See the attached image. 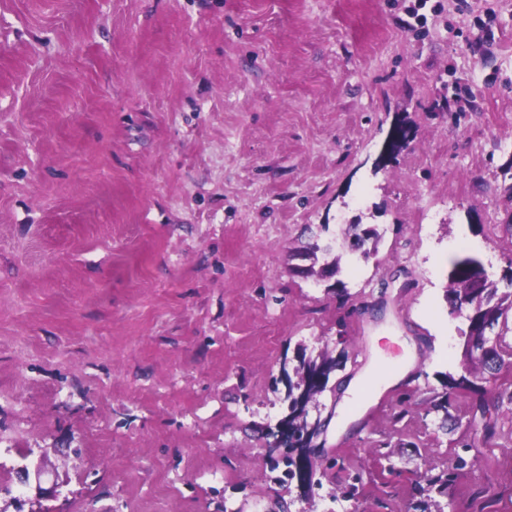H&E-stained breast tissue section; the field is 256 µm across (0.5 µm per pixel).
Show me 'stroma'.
<instances>
[{"instance_id": "1", "label": "stroma", "mask_w": 512, "mask_h": 512, "mask_svg": "<svg viewBox=\"0 0 512 512\" xmlns=\"http://www.w3.org/2000/svg\"><path fill=\"white\" fill-rule=\"evenodd\" d=\"M465 258L512 273V0H0L1 491L44 450L58 512H408L456 466L445 512H512V413L475 449L472 393L436 408ZM375 336L415 366L298 500L265 477L280 362L344 353L331 420Z\"/></svg>"}]
</instances>
